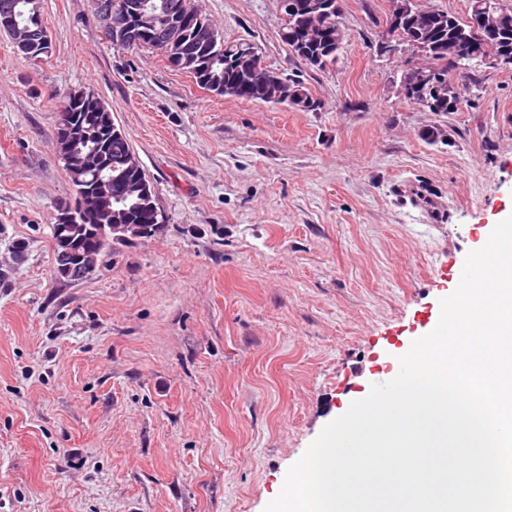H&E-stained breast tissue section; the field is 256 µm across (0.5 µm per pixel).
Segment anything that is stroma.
I'll return each mask as SVG.
<instances>
[{"label":"stroma","instance_id":"35a3bbf8","mask_svg":"<svg viewBox=\"0 0 512 512\" xmlns=\"http://www.w3.org/2000/svg\"><path fill=\"white\" fill-rule=\"evenodd\" d=\"M194 3L319 109L209 92L113 46L89 0H42L43 61L0 33V512H264L512 215V66L431 112L398 93L414 56L380 51L388 0H342L326 71L279 38V0ZM75 89L105 102L163 215L79 281L55 276L51 230Z\"/></svg>","mask_w":512,"mask_h":512}]
</instances>
